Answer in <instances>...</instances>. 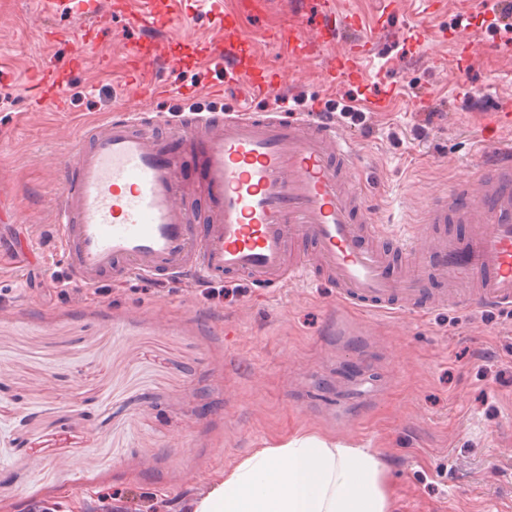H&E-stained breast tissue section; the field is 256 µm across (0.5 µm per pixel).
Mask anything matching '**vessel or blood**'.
<instances>
[{"label":"vessel or blood","mask_w":512,"mask_h":512,"mask_svg":"<svg viewBox=\"0 0 512 512\" xmlns=\"http://www.w3.org/2000/svg\"><path fill=\"white\" fill-rule=\"evenodd\" d=\"M331 7H323L317 36L292 28L281 40L286 62L277 71L250 65L241 70L254 96L284 79L299 48L350 31ZM349 52L325 73L328 83L357 81L356 58L365 38L348 40ZM128 83L143 85L155 53L126 48ZM38 88L54 103L66 89L53 67H43ZM178 139L198 164L211 201L209 231L193 237L190 216L179 202L180 158L147 130L142 110L107 117L85 128L65 159L66 196L55 214L65 262L73 278L94 285L109 272L147 277L188 275L216 281L228 275L260 288H281L309 277L310 260H289L290 243H313L338 298L370 311H414L424 295L414 268L431 263L445 291L434 307L453 302L455 287L475 285L477 305L512 309V158L481 161L469 177L429 195L408 238L386 250L369 244L377 229L364 196L351 178L355 143L321 121L283 118L244 110L179 121ZM469 225L460 239L431 241L434 225ZM404 271L391 276L393 257Z\"/></svg>","instance_id":"vessel-or-blood-1"}]
</instances>
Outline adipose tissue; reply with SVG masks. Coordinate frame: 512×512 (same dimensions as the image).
<instances>
[{
    "label": "adipose tissue",
    "mask_w": 512,
    "mask_h": 512,
    "mask_svg": "<svg viewBox=\"0 0 512 512\" xmlns=\"http://www.w3.org/2000/svg\"><path fill=\"white\" fill-rule=\"evenodd\" d=\"M396 501L378 451L298 432L242 457L188 512H395Z\"/></svg>",
    "instance_id": "ef3b65f1"
}]
</instances>
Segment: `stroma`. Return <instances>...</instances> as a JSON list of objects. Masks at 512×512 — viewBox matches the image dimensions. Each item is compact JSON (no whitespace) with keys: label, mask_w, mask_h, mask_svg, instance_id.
Segmentation results:
<instances>
[{"label":"stroma","mask_w":512,"mask_h":512,"mask_svg":"<svg viewBox=\"0 0 512 512\" xmlns=\"http://www.w3.org/2000/svg\"><path fill=\"white\" fill-rule=\"evenodd\" d=\"M114 3L106 38L72 0H0V512H143L149 496L159 512H185L248 451L301 431L378 450L396 512H512V312H367L323 279L272 291L227 278L208 298L191 280L108 273L103 294L49 295L51 274L67 273L54 216L76 133L137 102L160 135L183 112H231L248 89L216 47L227 16L252 35L242 60L275 69L273 35L321 10V0H154L156 24L140 28L128 22L139 0ZM496 4L332 0L368 38L362 82H325L345 51L337 42L253 102L356 139L353 179L384 246L410 232L427 193L452 187L481 152L512 148V125L490 123L498 101H512V28ZM464 31L493 51L459 57ZM153 40L155 69L174 86L159 99L125 80L124 44ZM47 64L67 90L61 112L32 99ZM388 89L393 111L360 110ZM422 92L431 101L417 112Z\"/></svg>","instance_id":"obj_1"}]
</instances>
